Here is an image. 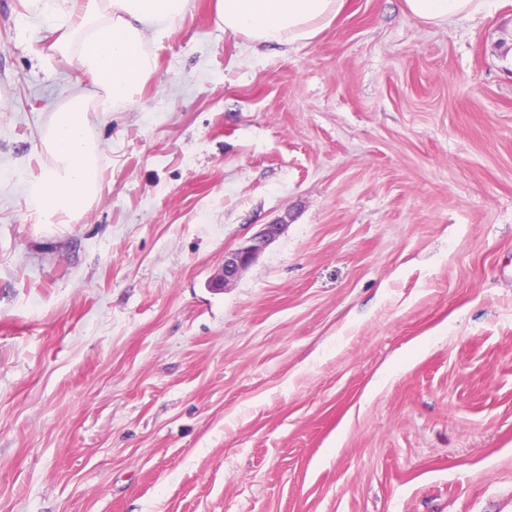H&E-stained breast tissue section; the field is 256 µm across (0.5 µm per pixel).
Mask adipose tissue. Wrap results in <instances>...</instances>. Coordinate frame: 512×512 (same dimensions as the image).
I'll return each mask as SVG.
<instances>
[{"mask_svg":"<svg viewBox=\"0 0 512 512\" xmlns=\"http://www.w3.org/2000/svg\"><path fill=\"white\" fill-rule=\"evenodd\" d=\"M492 0H402L416 21L443 27L458 16L488 11ZM345 0H216V23L225 32L266 45L315 37L336 18ZM190 0H71L52 6L45 20L61 36L55 51L90 76L102 110L134 102L153 69L148 39L168 36ZM87 97L72 96L55 113L43 138L52 162L27 180V198L42 224H67L83 215L101 185L99 150L88 126Z\"/></svg>","mask_w":512,"mask_h":512,"instance_id":"adipose-tissue-1","label":"adipose tissue"}]
</instances>
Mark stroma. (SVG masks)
<instances>
[{"instance_id":"obj_1","label":"stroma","mask_w":512,"mask_h":512,"mask_svg":"<svg viewBox=\"0 0 512 512\" xmlns=\"http://www.w3.org/2000/svg\"><path fill=\"white\" fill-rule=\"evenodd\" d=\"M215 4L40 224L41 137L98 90L0 0V512H512V0H346L290 46ZM494 0H402L403 11L416 21L444 27L458 16H476L488 11ZM284 227V224H265L244 244L225 253L224 263L210 281L211 288L221 290L239 279L265 248L281 235Z\"/></svg>"}]
</instances>
